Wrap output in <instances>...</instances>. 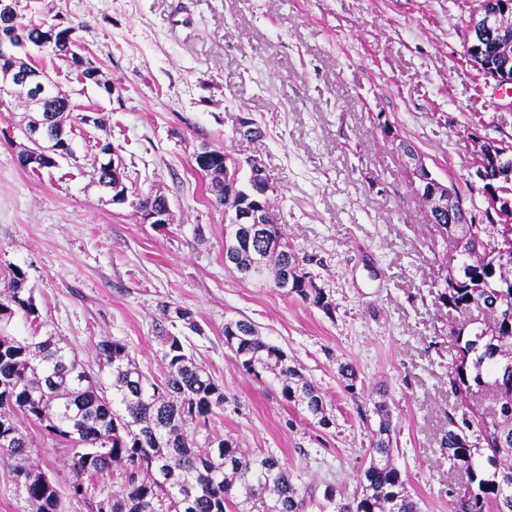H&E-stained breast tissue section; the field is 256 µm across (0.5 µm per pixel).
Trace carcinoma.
Listing matches in <instances>:
<instances>
[{
    "instance_id": "cac0c4a2",
    "label": "carcinoma",
    "mask_w": 512,
    "mask_h": 512,
    "mask_svg": "<svg viewBox=\"0 0 512 512\" xmlns=\"http://www.w3.org/2000/svg\"><path fill=\"white\" fill-rule=\"evenodd\" d=\"M22 34L40 36L46 22L17 19ZM44 111L64 119L72 106L52 80L40 90ZM489 200L509 196L512 187L497 177L494 162L484 165ZM498 201V200H496ZM506 202L493 206L497 212ZM458 264L447 265L435 302L462 320L451 331L457 353L448 385L462 404L448 415L442 445L448 461L465 468L468 495L456 497L451 512H512V224H473L462 207L453 217L431 213ZM224 265L242 281H255L259 269L271 273L269 287L293 294L330 315V295L300 269L297 255L276 224H253L244 231L224 225ZM26 273L15 268L0 292V465L24 480L35 512H63L58 485L25 465V436L16 420L37 424L65 448L71 460V496L91 512H307L315 501L292 483L270 455L243 453L221 439L199 448L188 430L205 424L224 405V387L187 353L183 330L199 332L190 309L163 306L170 328L161 329L163 374L146 375L119 340H101L96 355L109 369V383L53 336L37 335L40 312ZM480 314L478 320L474 314ZM22 317L32 335L15 336L8 327ZM224 343L241 368L261 379L281 381L283 398L302 407L321 426L332 424L319 389L282 348L265 341L248 319L224 324ZM481 392L491 400V419L469 404ZM378 427L371 432L370 462L359 479L360 493L348 500L330 484L321 507L336 512H419L407 480L393 464V427L385 404L375 405ZM125 466V484L98 499L93 478Z\"/></svg>"
}]
</instances>
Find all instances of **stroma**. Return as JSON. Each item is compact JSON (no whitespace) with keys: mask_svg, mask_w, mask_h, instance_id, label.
<instances>
[{"mask_svg":"<svg viewBox=\"0 0 512 512\" xmlns=\"http://www.w3.org/2000/svg\"><path fill=\"white\" fill-rule=\"evenodd\" d=\"M479 0H20L26 18L73 28L99 69L79 82L49 54L39 67L69 93L72 154L52 168L16 161L23 108L0 105V280L22 268L42 335L60 338L87 370L95 345L125 343L160 374L163 305L190 309L187 341L224 387V405L195 440L235 442L276 456L300 488L358 491L386 402L396 466L421 512H450L440 441L459 401L448 389L457 312L436 307L438 271L452 257L416 191L415 161L454 183L474 223L496 217L476 160L483 144H512V93L464 55ZM112 92H105V85ZM262 136L237 135L242 121ZM123 161L128 199L93 184L99 146ZM416 155L408 157L402 144ZM258 160L276 188L270 213L304 272L330 295L320 309L224 265V209L194 170L202 145ZM166 196L167 224L142 221L141 195ZM246 318L282 347L324 394L332 418L314 424L270 377L255 379L224 343ZM351 364L355 382L339 368ZM27 464L68 496L69 458L22 419Z\"/></svg>","mask_w":512,"mask_h":512,"instance_id":"obj_1","label":"stroma"}]
</instances>
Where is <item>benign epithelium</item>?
Masks as SVG:
<instances>
[{"label": "benign epithelium", "mask_w": 512, "mask_h": 512, "mask_svg": "<svg viewBox=\"0 0 512 512\" xmlns=\"http://www.w3.org/2000/svg\"><path fill=\"white\" fill-rule=\"evenodd\" d=\"M18 17V0H0V58L13 61V66L0 72V103L6 104L16 85L22 84L24 88L34 93L44 87V72L29 65L24 67L20 63L31 58L33 48L43 51L47 48L53 50L64 44L68 46L69 53L75 59L74 67L80 71L81 81H90L95 77L92 70L93 62L85 55L71 47L67 32L54 26L31 44L21 35L14 23ZM469 38L466 43L467 58L486 77L493 79L500 86L512 85V0H480V9L472 15L468 22ZM492 43V54H484V43ZM27 145L35 146L41 152L42 159L57 163V159L66 157L68 144L60 139L51 115L46 114L42 121L28 129L22 130ZM488 156L492 158L499 171V176L512 183V145H490ZM220 158L207 146L201 147L194 155L196 169L207 173L212 165ZM438 179L429 169H424V176L418 178L417 190L426 194L427 199L433 202V207L439 211L452 206L454 196L443 198L436 191ZM249 184L264 198L269 199V193L274 191L270 177L265 169L256 164L250 168ZM170 205L164 204L154 209L141 212L144 222L150 224L170 223ZM270 208L261 201H254L247 206L241 204L233 211L230 223L232 224H267V215Z\"/></svg>", "instance_id": "obj_1"}]
</instances>
